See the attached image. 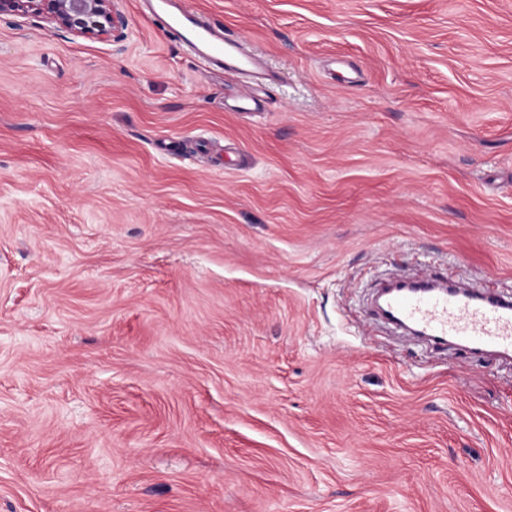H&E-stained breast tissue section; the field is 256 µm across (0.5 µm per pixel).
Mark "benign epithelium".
Returning <instances> with one entry per match:
<instances>
[{"instance_id":"7a95c632","label":"benign epithelium","mask_w":512,"mask_h":512,"mask_svg":"<svg viewBox=\"0 0 512 512\" xmlns=\"http://www.w3.org/2000/svg\"><path fill=\"white\" fill-rule=\"evenodd\" d=\"M32 16L76 35L110 38L125 26L112 0H0V18Z\"/></svg>"}]
</instances>
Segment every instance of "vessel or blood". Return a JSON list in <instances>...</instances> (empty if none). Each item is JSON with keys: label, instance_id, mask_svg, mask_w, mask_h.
<instances>
[{"label": "vessel or blood", "instance_id": "vessel-or-blood-1", "mask_svg": "<svg viewBox=\"0 0 512 512\" xmlns=\"http://www.w3.org/2000/svg\"><path fill=\"white\" fill-rule=\"evenodd\" d=\"M146 13L167 38L192 51L209 68L244 79L263 76V61L218 22L186 9L182 0H145ZM396 325L419 331L435 346L462 342L475 353L494 350L512 356V300L484 293L468 295L456 285L396 291L387 299Z\"/></svg>", "mask_w": 512, "mask_h": 512}]
</instances>
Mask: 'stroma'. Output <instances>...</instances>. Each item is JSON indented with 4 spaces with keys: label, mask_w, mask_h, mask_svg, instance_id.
I'll return each instance as SVG.
<instances>
[{
    "label": "stroma",
    "mask_w": 512,
    "mask_h": 512,
    "mask_svg": "<svg viewBox=\"0 0 512 512\" xmlns=\"http://www.w3.org/2000/svg\"><path fill=\"white\" fill-rule=\"evenodd\" d=\"M0 20V512H512V365L379 288L512 297V0H187ZM112 0H0V18L32 16L71 33L110 38L125 26ZM146 13L167 38L192 51L209 68L244 79L263 78V61L218 22L182 6L181 0H146Z\"/></svg>",
    "instance_id": "1"
}]
</instances>
